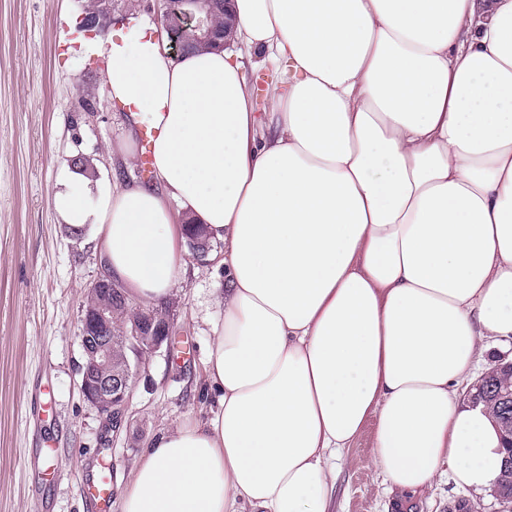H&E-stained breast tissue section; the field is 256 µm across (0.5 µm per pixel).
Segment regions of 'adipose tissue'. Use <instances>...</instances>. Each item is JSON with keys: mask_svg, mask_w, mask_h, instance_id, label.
<instances>
[{"mask_svg": "<svg viewBox=\"0 0 512 512\" xmlns=\"http://www.w3.org/2000/svg\"><path fill=\"white\" fill-rule=\"evenodd\" d=\"M236 40L295 71L259 120L238 58L172 56L129 17L82 41L152 179L59 177L53 205L147 308L184 224L224 243L217 412L155 436L122 512H330L335 461L368 420L391 488L442 463L480 492L500 432L456 387L512 337V0H234Z\"/></svg>", "mask_w": 512, "mask_h": 512, "instance_id": "ef3b65f1", "label": "adipose tissue"}]
</instances>
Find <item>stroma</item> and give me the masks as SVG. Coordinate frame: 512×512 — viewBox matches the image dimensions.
Wrapping results in <instances>:
<instances>
[{"label": "stroma", "mask_w": 512, "mask_h": 512, "mask_svg": "<svg viewBox=\"0 0 512 512\" xmlns=\"http://www.w3.org/2000/svg\"><path fill=\"white\" fill-rule=\"evenodd\" d=\"M86 0H0V512H100L91 491L122 495L143 448L186 420L216 410L206 390V359L224 270L186 257L174 289L178 352L142 355L119 431L79 391L81 307L100 272L86 238L72 237L55 211L61 169L74 159L106 163L124 132L112 113L102 66L80 50L77 19ZM90 101L92 111L81 109ZM512 361V338L482 340L473 375L457 386L460 402L477 376ZM44 388L46 420L31 413ZM375 421H367L336 463L331 512H448L458 498L474 512H499L494 492L457 486L448 467L417 493H387L375 465Z\"/></svg>", "instance_id": "obj_1"}]
</instances>
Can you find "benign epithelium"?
Wrapping results in <instances>:
<instances>
[{"instance_id": "1", "label": "benign epithelium", "mask_w": 512, "mask_h": 512, "mask_svg": "<svg viewBox=\"0 0 512 512\" xmlns=\"http://www.w3.org/2000/svg\"><path fill=\"white\" fill-rule=\"evenodd\" d=\"M227 3L228 0H153L151 8L158 24L168 35L170 49L180 56L198 45L218 40L226 47L230 45L228 36L234 20L226 13ZM112 4L106 18L96 13L85 14L83 20L87 30H102L105 21L112 20L115 13H121L128 7L129 0H112ZM217 12L224 14V29L220 31L211 22ZM186 238L192 256L197 260H204L212 250L209 238L195 224L189 225ZM111 287L112 284L101 274L88 285L87 297H95L97 302L82 306L78 338L84 356L80 367V391L116 429L121 425L137 369L129 364L122 373L112 372V304L104 299V294L111 291ZM171 309L167 303L156 310H147L143 312L142 320L132 323L125 331L124 340L135 356L157 353L162 349L167 357L173 356L176 329Z\"/></svg>"}]
</instances>
